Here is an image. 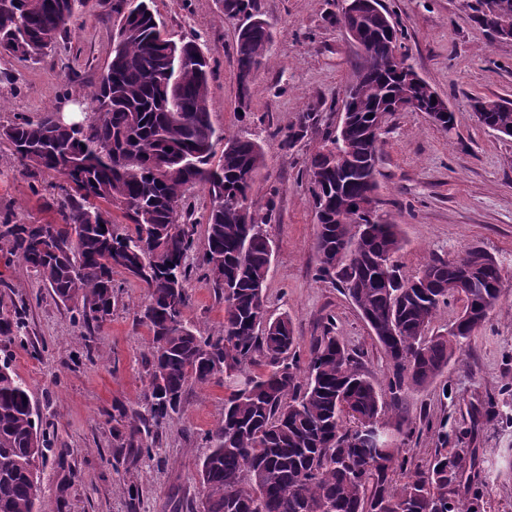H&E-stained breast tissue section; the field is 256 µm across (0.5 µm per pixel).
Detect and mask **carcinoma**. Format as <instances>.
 Segmentation results:
<instances>
[{"mask_svg": "<svg viewBox=\"0 0 512 512\" xmlns=\"http://www.w3.org/2000/svg\"><path fill=\"white\" fill-rule=\"evenodd\" d=\"M223 13L240 17L234 46L241 104L252 97L270 60L271 24L250 22L255 0H219ZM153 0H96L118 14L112 57L81 110L77 129L56 127L53 116L19 118L0 124V141L33 179L57 175L68 188L56 203L54 224L0 223V252L38 274L46 287L77 308L78 320L100 324L112 315V274L120 269L147 293L139 316L152 336L145 362L148 416L134 412L119 447L144 448L142 430L157 429L183 410L191 384L224 380V419L205 441L210 452L200 467L205 487L201 512H481L482 495L460 493L466 461L438 453L428 470L404 483L394 481L399 448L389 452L360 437L345 422L360 416L367 429L385 427L386 409H397L403 391L438 377L461 350L463 337L426 336L450 298L462 296L459 317L471 322L468 335L483 326L497 306L503 274L479 247L463 255L475 271L471 287L460 256L435 258L411 278L400 274L394 257L402 248L399 225L378 215L372 222L359 207L378 188L357 164L336 172L329 134L322 135L306 174L311 183L318 232L317 276L344 288L391 360L390 402L334 336H323L300 364L292 320L268 316L264 283L274 248L267 230L278 191L261 192L256 178L265 166L263 146L241 135H219L209 110L207 57L193 41L176 43L157 22ZM90 0H0V54L33 57L66 32L67 22L89 8ZM485 0L469 4L475 21L490 31L495 20ZM354 26L368 44L360 53L351 87L358 88L339 148L364 155V134L379 124V113L402 95L426 101L434 89L407 80L414 70L387 65L398 30L378 25L363 8L335 16ZM484 111L488 128L512 137V101L471 99ZM317 125L304 112L297 126L279 131L289 150ZM53 137H48V134ZM222 151H217L218 143ZM208 190L211 209L202 266L224 300L223 330L203 336L185 317L189 303L194 240L181 223L187 192ZM128 221L119 227L112 210ZM360 238L357 257L336 258V238ZM122 252L116 264L114 249ZM23 318L0 313V337L24 347ZM265 367L259 374L248 368ZM43 439L28 384L8 361L0 363V512H55L41 497L32 463L43 456Z\"/></svg>", "mask_w": 512, "mask_h": 512, "instance_id": "1", "label": "carcinoma"}]
</instances>
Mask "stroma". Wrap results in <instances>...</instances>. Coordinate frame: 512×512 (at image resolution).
Segmentation results:
<instances>
[{"label": "stroma", "instance_id": "stroma-1", "mask_svg": "<svg viewBox=\"0 0 512 512\" xmlns=\"http://www.w3.org/2000/svg\"><path fill=\"white\" fill-rule=\"evenodd\" d=\"M272 25V62L261 72L248 112H240L236 84L237 20L218 0H155L156 18L172 40H196L209 56V110L214 126L259 141L266 166L260 189L277 188L268 230L275 244L264 295L269 314L290 315L301 356L332 327L379 388L393 367L359 310L329 281L316 276L317 224L302 176L323 131L333 126L354 77L357 47L329 21L340 0H256ZM398 24L399 52L447 99L456 126L444 132L421 112L388 115L378 166L381 211L399 225L397 260L404 275L432 257L451 258L478 246L504 269L496 313L430 384L406 390L398 413L412 429L400 435L405 481L427 471L447 421L448 453L476 458L481 512H512V137L475 122L473 97L512 100V40L495 38L471 19L466 0H382ZM117 14L101 8L73 17L48 55L20 60L0 55V123L23 115L71 116L87 101L111 59ZM315 113L311 130L289 151L274 131H287L300 113ZM64 181H31L0 145V218L15 224L56 222ZM110 320L88 328L19 262L0 255V305L21 312L28 347L0 339V360L31 388L47 439L40 466L41 495L60 512H199L204 489L198 470L209 448L205 433L224 418L223 383L188 387L182 412L145 440L151 455L128 454L113 437L126 414L144 402L150 335L139 315L142 285L122 271L112 275ZM186 318L201 335H218L224 302L212 279L194 269Z\"/></svg>", "mask_w": 512, "mask_h": 512}]
</instances>
